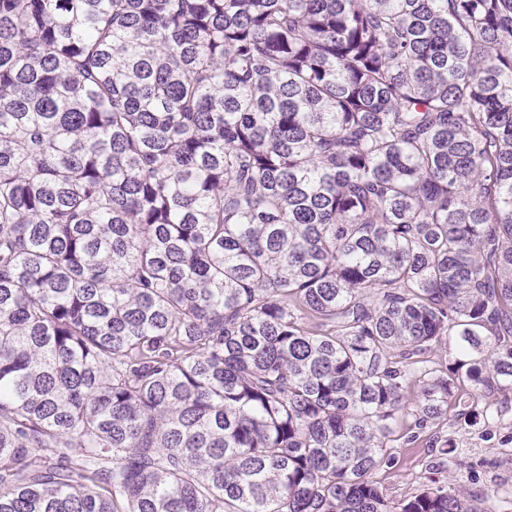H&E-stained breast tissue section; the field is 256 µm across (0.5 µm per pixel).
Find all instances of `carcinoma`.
Masks as SVG:
<instances>
[{
	"label": "carcinoma",
	"mask_w": 512,
	"mask_h": 512,
	"mask_svg": "<svg viewBox=\"0 0 512 512\" xmlns=\"http://www.w3.org/2000/svg\"><path fill=\"white\" fill-rule=\"evenodd\" d=\"M493 385L512 0H0V512H485ZM505 399H509L508 408L501 406L505 411L501 424L470 427L447 422L437 433L438 442L433 440L432 429H426L415 442L400 439L390 449L393 463L381 467L374 480L388 498L397 501L420 489L430 468L440 465L447 469L448 481L459 489L488 491L491 496L482 504L487 512H512V392L495 391L482 402L500 406ZM448 439L455 448L449 466L448 457L438 452Z\"/></svg>",
	"instance_id": "obj_1"
}]
</instances>
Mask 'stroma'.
<instances>
[{
	"instance_id": "obj_1",
	"label": "stroma",
	"mask_w": 512,
	"mask_h": 512,
	"mask_svg": "<svg viewBox=\"0 0 512 512\" xmlns=\"http://www.w3.org/2000/svg\"><path fill=\"white\" fill-rule=\"evenodd\" d=\"M508 401L502 423L474 427L451 423L438 434L424 432L416 441L396 442L391 465L375 474L380 488L393 500L409 497L426 482L435 466L446 467L448 478L464 491H487L485 512H512V392H493L489 404ZM451 441L452 456L440 455L439 444Z\"/></svg>"
}]
</instances>
